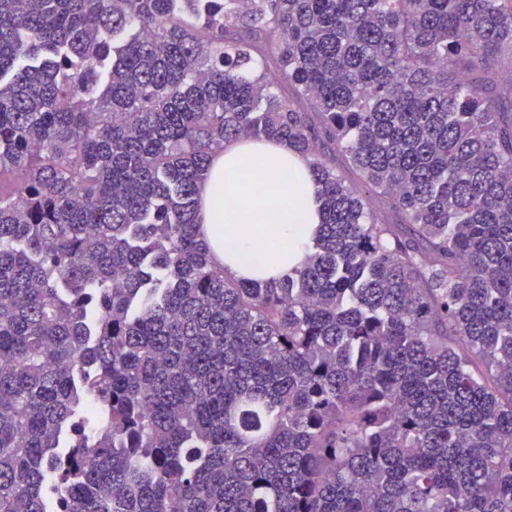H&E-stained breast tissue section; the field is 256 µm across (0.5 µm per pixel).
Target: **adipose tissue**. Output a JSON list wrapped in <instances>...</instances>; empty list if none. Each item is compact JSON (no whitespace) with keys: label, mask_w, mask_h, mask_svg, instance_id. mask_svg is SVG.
<instances>
[{"label":"adipose tissue","mask_w":512,"mask_h":512,"mask_svg":"<svg viewBox=\"0 0 512 512\" xmlns=\"http://www.w3.org/2000/svg\"><path fill=\"white\" fill-rule=\"evenodd\" d=\"M199 199L198 222L211 254L235 279L293 272L322 222L307 159L277 141L226 143Z\"/></svg>","instance_id":"adipose-tissue-1"}]
</instances>
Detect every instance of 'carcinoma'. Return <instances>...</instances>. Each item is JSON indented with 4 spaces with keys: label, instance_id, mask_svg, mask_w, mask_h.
I'll use <instances>...</instances> for the list:
<instances>
[{
    "label": "carcinoma",
    "instance_id": "1",
    "mask_svg": "<svg viewBox=\"0 0 512 512\" xmlns=\"http://www.w3.org/2000/svg\"><path fill=\"white\" fill-rule=\"evenodd\" d=\"M193 2L0 0V512H512V0ZM242 137L282 278L197 224ZM199 199L198 223L211 254L235 279H272L293 272L322 223L307 159L277 141L226 143L212 161ZM229 202L231 218L226 216ZM279 241L287 245L275 247Z\"/></svg>",
    "mask_w": 512,
    "mask_h": 512
}]
</instances>
